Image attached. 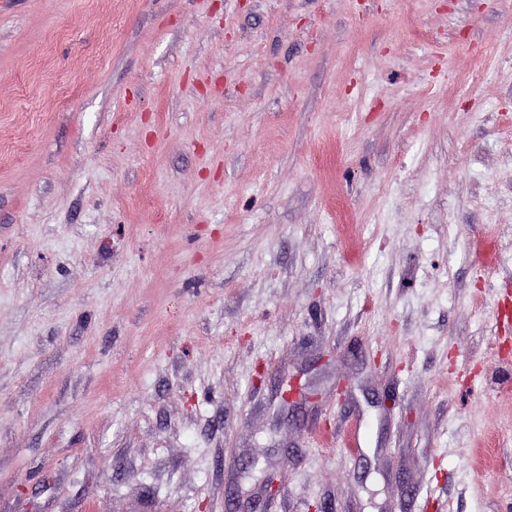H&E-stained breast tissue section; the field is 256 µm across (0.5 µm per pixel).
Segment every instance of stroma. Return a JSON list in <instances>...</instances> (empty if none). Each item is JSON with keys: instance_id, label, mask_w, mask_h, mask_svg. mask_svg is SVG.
<instances>
[{"instance_id": "stroma-1", "label": "stroma", "mask_w": 512, "mask_h": 512, "mask_svg": "<svg viewBox=\"0 0 512 512\" xmlns=\"http://www.w3.org/2000/svg\"><path fill=\"white\" fill-rule=\"evenodd\" d=\"M0 512H512V0H0Z\"/></svg>"}]
</instances>
